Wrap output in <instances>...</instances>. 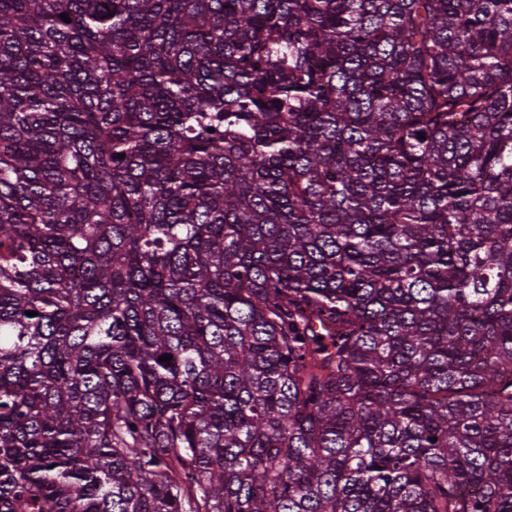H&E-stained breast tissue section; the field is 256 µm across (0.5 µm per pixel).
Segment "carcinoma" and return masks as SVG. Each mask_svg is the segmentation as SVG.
Listing matches in <instances>:
<instances>
[{
	"label": "carcinoma",
	"instance_id": "carcinoma-1",
	"mask_svg": "<svg viewBox=\"0 0 512 512\" xmlns=\"http://www.w3.org/2000/svg\"><path fill=\"white\" fill-rule=\"evenodd\" d=\"M0 512H512V0H0Z\"/></svg>",
	"mask_w": 512,
	"mask_h": 512
}]
</instances>
